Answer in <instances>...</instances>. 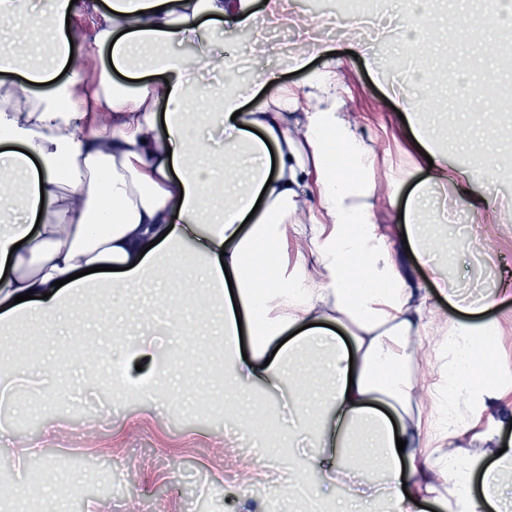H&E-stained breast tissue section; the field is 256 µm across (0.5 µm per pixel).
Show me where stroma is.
<instances>
[{
    "label": "stroma",
    "mask_w": 512,
    "mask_h": 512,
    "mask_svg": "<svg viewBox=\"0 0 512 512\" xmlns=\"http://www.w3.org/2000/svg\"><path fill=\"white\" fill-rule=\"evenodd\" d=\"M297 14L317 19L312 38L298 37L291 28L262 24L265 42L252 46V31L234 24L211 29L210 48L235 63L237 78L275 65L284 83L303 85L310 69L324 62L322 48L335 51L342 65L339 77L347 90L348 108L376 156L378 231L390 245L393 264L428 298L435 313L451 323L478 325L495 322L494 389L462 401L461 408L478 420L476 448H512V291L500 293L502 279L512 275V176L504 174L493 185L496 201L493 220L475 218L457 201L453 184L435 189L434 219L453 243L450 257H439L451 268V279L463 293L498 291L494 306L476 313L448 304L424 271L410 259L403 244L396 210L388 202L392 179L411 173L413 181L427 175L412 146L409 127L388 94L394 80L416 70L436 74L440 90L432 99V136L448 152V166L512 163V108L501 109L493 140H485L480 113L458 116L455 96L456 57L469 56L470 90L492 80L496 96L512 93V62L486 59L478 42L463 31L466 17L478 14L479 0H438L446 26L459 29V39L448 48L436 47L415 61L400 48L399 32L390 25L389 0L374 11L371 25L355 23L338 0H294ZM15 32L30 47V61L41 64L52 56L49 32L29 11L14 19ZM305 57L309 69H297L294 58ZM70 321L92 324L102 336L112 333L141 335L168 364L154 367L150 360L127 358L124 386L112 383L111 348H89L90 362L77 370L67 348L57 337L39 329L17 325L0 344V361L9 363L17 350L34 354V361L11 385H0V404L32 421L31 436L38 447H24L6 437L8 423H0V481L14 485L13 496L0 500V512H42L52 502L54 512H90L99 498H108L111 512H338L349 489L328 492L321 472L305 463L316 455L310 429L283 430L275 397L255 395L239 403L244 420L264 414L271 429L250 435L247 427L225 424L220 403L211 399L224 376L220 345L213 333L220 326L219 308L200 311L192 302L165 289L137 300H114L102 305L88 295L73 303ZM152 383L153 400L133 396L143 383ZM277 445L297 449L291 471L263 467L266 448ZM137 458L140 468L128 475L125 462ZM40 475L28 479L29 471Z\"/></svg>",
    "instance_id": "stroma-1"
}]
</instances>
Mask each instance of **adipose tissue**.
<instances>
[{
  "label": "adipose tissue",
  "instance_id": "1",
  "mask_svg": "<svg viewBox=\"0 0 512 512\" xmlns=\"http://www.w3.org/2000/svg\"><path fill=\"white\" fill-rule=\"evenodd\" d=\"M79 14L71 0L38 14L53 34L52 65L20 67L29 53L20 37L0 46V73L21 77L0 86V170L20 174L26 191L24 222L0 230V326L24 318L52 333L67 304L95 285L112 294L180 288L198 268L190 296L200 308H224V379L239 397L259 384L287 390L300 417L323 409L311 466L351 471L366 458L388 477L398 512L430 497L492 512L512 456L466 445L472 419L459 398L492 381L495 325L435 326L426 297L388 265L375 233V155L349 117L335 58L301 90L283 85L274 67L255 75L252 84L276 91L246 111L240 87L214 93L193 73L224 66L204 41L206 26H249L251 0H105L74 45L66 19ZM441 32L419 6L401 48L412 53ZM103 52L110 65L88 84L83 61ZM116 70L130 83L114 82ZM399 104L433 161L402 221L415 259L430 266L423 216L446 177L444 156L421 108L404 95ZM201 121L228 130L222 152L196 135ZM300 209L306 221L296 220ZM290 231L310 244L291 270L278 261ZM98 265L112 268L105 280L91 272ZM27 291L32 299L16 302ZM330 322L346 337L330 334ZM243 330L248 358L236 345ZM307 346L331 352V383L316 395L311 372L286 368ZM438 347L447 360L418 373Z\"/></svg>",
  "mask_w": 512,
  "mask_h": 512
}]
</instances>
